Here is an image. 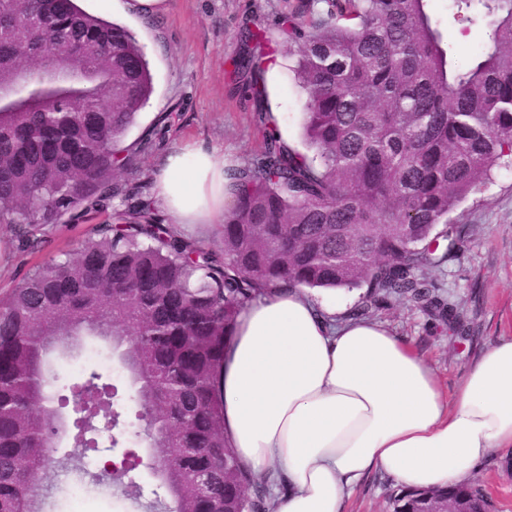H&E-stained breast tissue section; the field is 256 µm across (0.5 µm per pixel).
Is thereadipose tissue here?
Segmentation results:
<instances>
[{
    "label": "adipose tissue",
    "mask_w": 512,
    "mask_h": 512,
    "mask_svg": "<svg viewBox=\"0 0 512 512\" xmlns=\"http://www.w3.org/2000/svg\"><path fill=\"white\" fill-rule=\"evenodd\" d=\"M229 183L223 155L187 145L164 157L152 199L170 223L214 227ZM332 315L306 289H276L240 313L226 350L224 436L267 479L275 512H343L375 470L445 490L512 454V336L484 348L447 400L384 325Z\"/></svg>",
    "instance_id": "ef3b65f1"
}]
</instances>
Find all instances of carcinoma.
<instances>
[{"instance_id": "1", "label": "carcinoma", "mask_w": 512, "mask_h": 512, "mask_svg": "<svg viewBox=\"0 0 512 512\" xmlns=\"http://www.w3.org/2000/svg\"><path fill=\"white\" fill-rule=\"evenodd\" d=\"M475 1L488 39L465 68L448 58L428 0H307L282 13L307 152L266 132L230 174L235 199L215 252L176 233L147 196L131 212L112 206L130 197L125 137L153 92L133 35L74 0H8L0 58L13 68L0 85L15 102L0 108V224L26 253L49 225L107 210L112 221L0 298V512H40L52 477L98 451L74 421L65 462H49L60 410L120 415V383L93 362L69 394L49 392L48 357L83 355L84 336L118 353L151 420L162 500L175 512H268L266 487L224 437L220 376L236 320L283 287L364 288L356 318L385 298L445 316L426 271L460 238L448 214L512 157V0H453L455 20L472 21ZM75 56L89 84L52 82ZM450 498L490 512L474 482L401 490L392 507Z\"/></svg>"}]
</instances>
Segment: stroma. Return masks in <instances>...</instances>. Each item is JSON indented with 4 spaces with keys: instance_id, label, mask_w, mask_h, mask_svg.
<instances>
[{
    "instance_id": "stroma-1",
    "label": "stroma",
    "mask_w": 512,
    "mask_h": 512,
    "mask_svg": "<svg viewBox=\"0 0 512 512\" xmlns=\"http://www.w3.org/2000/svg\"><path fill=\"white\" fill-rule=\"evenodd\" d=\"M300 0H167L164 12L145 21L121 5L99 8L86 0L87 13L127 28L143 48L153 80V93L126 138L131 144L124 176L152 194L154 175L170 150L192 144L216 148L239 166L260 149L265 129L276 128L282 141L304 151L305 98L290 66L288 44L278 27L280 15ZM452 0H429L428 11L439 24L456 64L464 65L483 49L486 18H453ZM261 29V44L243 45L242 26ZM261 57L253 74L262 92L260 105L247 102L243 79L235 68L245 55ZM160 126L162 139L148 145L144 134ZM461 231V248L432 268L437 293L461 324L446 321L413 303L386 299L372 307L371 320L406 338L436 370L445 394H452L478 350L512 336V159L502 161L491 181L449 215ZM91 229L90 224L46 227L40 247L20 255L13 232L0 224V293L22 283L33 268L65 260ZM487 490L493 512H512V457L485 460L473 476ZM394 479L373 472L346 499L345 512H392Z\"/></svg>"
}]
</instances>
